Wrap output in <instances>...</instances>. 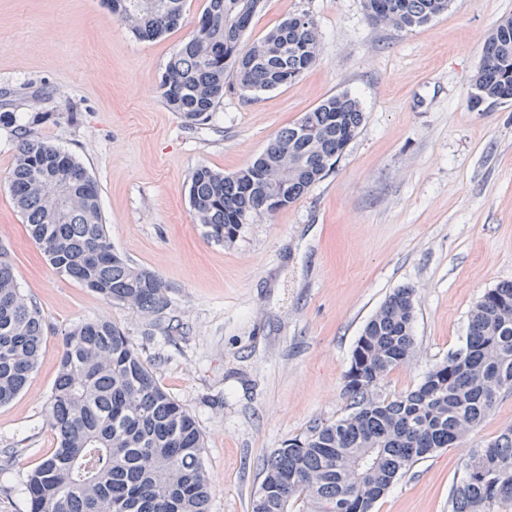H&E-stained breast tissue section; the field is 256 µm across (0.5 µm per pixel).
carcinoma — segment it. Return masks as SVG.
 <instances>
[{
	"label": "carcinoma",
	"instance_id": "cac0c4a2",
	"mask_svg": "<svg viewBox=\"0 0 512 512\" xmlns=\"http://www.w3.org/2000/svg\"><path fill=\"white\" fill-rule=\"evenodd\" d=\"M185 0H108L113 15L138 37L177 26ZM265 0H207L160 80L166 106L191 125L210 121L228 75L245 91L295 82L316 63L318 31L305 14L288 17L242 48ZM449 0H364L374 25L399 30L429 22ZM512 97V18L494 29L474 76L471 109ZM363 121L360 102L333 95L281 129L249 165L231 175L207 165L191 175L189 202L206 237L233 241L253 216L269 213L260 173L285 186L294 203L336 165ZM14 132L11 197L27 231L61 275L104 299L145 315L168 306L167 286L135 267L107 234L96 180L68 151L0 112ZM414 289L394 290L366 323L352 353L344 390L350 412L290 438L263 463L251 512H371L393 483L419 460L475 431L501 394L512 392V283L475 302L462 346L430 369L413 389L380 394L387 374L415 350ZM43 316L19 287L0 247V405L20 395L40 356ZM56 448L26 476L27 512H208L212 484L202 460L196 417L157 381L125 331L108 320L64 333L49 399ZM512 504V427L461 462L448 512H499Z\"/></svg>",
	"mask_w": 512,
	"mask_h": 512
}]
</instances>
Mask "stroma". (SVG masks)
Wrapping results in <instances>:
<instances>
[{
    "mask_svg": "<svg viewBox=\"0 0 512 512\" xmlns=\"http://www.w3.org/2000/svg\"><path fill=\"white\" fill-rule=\"evenodd\" d=\"M206 0H186L166 35L139 39L105 0H0V112L74 154L98 183L114 248L168 287L161 319L59 275L26 233L0 130V243L45 321L25 390L0 406V512H24L26 473L56 446L48 403L72 325L124 328L158 382L205 434L208 512H251L263 461L289 438L348 412L344 378L367 321L394 289H415L416 351L380 392L413 389L465 339L487 289L512 282V102L470 110L471 79L512 0H450L424 25L370 24L363 0H266L243 37L310 15L320 55L292 84L228 81L213 120L189 126L159 84ZM364 120L335 168L297 201L207 241L189 204L193 170L249 164L281 128L330 95ZM175 331H168V322ZM512 425V394L453 448L415 463L372 512H448L469 449Z\"/></svg>",
    "mask_w": 512,
    "mask_h": 512,
    "instance_id": "1",
    "label": "stroma"
}]
</instances>
